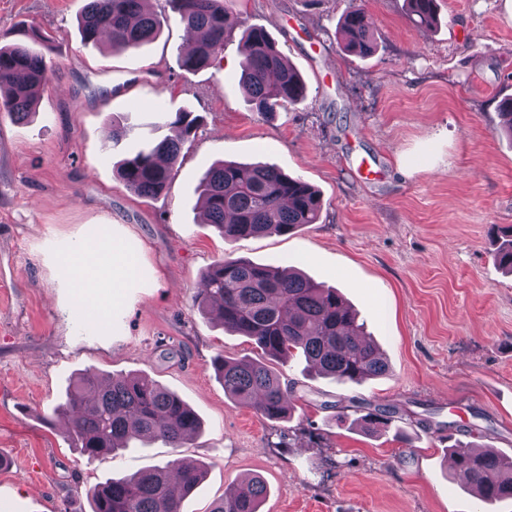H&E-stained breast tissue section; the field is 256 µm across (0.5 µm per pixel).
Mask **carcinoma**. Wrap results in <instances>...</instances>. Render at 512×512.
<instances>
[{
    "instance_id": "cac0c4a2",
    "label": "carcinoma",
    "mask_w": 512,
    "mask_h": 512,
    "mask_svg": "<svg viewBox=\"0 0 512 512\" xmlns=\"http://www.w3.org/2000/svg\"><path fill=\"white\" fill-rule=\"evenodd\" d=\"M417 27L438 23L439 0H406ZM237 0H165L149 10L144 0H87L78 27L86 42L108 35V50L121 53L155 40L167 22L166 10L180 17L187 32L197 33L178 47V63L187 73L214 67L223 59L232 33L231 14ZM340 30L348 50L369 56L377 49L374 30L364 8L351 3ZM239 82L250 110L263 117L306 98L299 72L263 27L244 36ZM45 37L32 32L28 40L0 46V110L16 120L28 118L49 80L46 55L37 49ZM200 116L176 112L166 116L173 130L147 149L121 159L117 174L140 197L154 198L169 186L182 149L198 128ZM200 208L205 223L230 242L269 233L288 234L315 224L323 207L320 193L300 178L266 164L222 161L200 179ZM492 256L512 275V225L493 230ZM195 298L201 311L224 329L249 338L271 361L302 352L310 368L339 383H359L389 373L388 362L366 337L357 314L336 289L325 288L296 270H276L229 255L210 266ZM224 393L251 405L268 420L290 414L288 389L281 374L260 360L215 361ZM71 417L66 432L89 460L113 455L132 442L161 440L179 448L196 435L197 413L178 395L143 374L102 377L85 371L57 407ZM363 428L387 431L395 409L355 406ZM455 470L463 473L480 499L493 503L512 499V456L493 448L475 449L460 441L448 447ZM204 478L194 462L175 458L163 466L129 477L112 478L92 492V512H182L181 503ZM265 484L250 479L248 489L232 487L213 502L210 512H259Z\"/></svg>"
}]
</instances>
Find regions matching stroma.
Listing matches in <instances>:
<instances>
[{"label":"stroma","instance_id":"stroma-1","mask_svg":"<svg viewBox=\"0 0 512 512\" xmlns=\"http://www.w3.org/2000/svg\"><path fill=\"white\" fill-rule=\"evenodd\" d=\"M86 0H0V45L51 37L52 71L35 114L0 112V512H91L87 492L182 457L206 475L183 512H209L233 483L260 476L261 512H512L488 504L448 461L447 431L512 456V276L495 264L491 225H512V0H440V23L414 26L404 0H365L376 52L344 50L349 0H238L219 66L182 71L186 30L169 14L154 41L110 54L83 42ZM262 26L306 84L303 103L264 118L239 86L245 29ZM202 116L169 187L131 192L115 164L168 135L163 116ZM134 131L118 147L113 121ZM266 163L321 195L318 223L224 241L204 224L202 175L218 161ZM135 254L103 324L82 315L59 257L88 226ZM293 266L335 288L383 351L388 375L339 384L302 355L276 368L291 416L270 421L229 399L213 360L257 359L247 337L193 302L224 255ZM148 374L203 428L90 461L55 414L85 370ZM395 409L390 432L339 422L355 402ZM405 439H397L396 430Z\"/></svg>","mask_w":512,"mask_h":512}]
</instances>
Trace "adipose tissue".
<instances>
[{
    "instance_id": "1",
    "label": "adipose tissue",
    "mask_w": 512,
    "mask_h": 512,
    "mask_svg": "<svg viewBox=\"0 0 512 512\" xmlns=\"http://www.w3.org/2000/svg\"><path fill=\"white\" fill-rule=\"evenodd\" d=\"M70 268L77 273V291L92 298L106 319L112 310V290L133 273L135 258L125 248L112 244L94 252L80 247L72 254Z\"/></svg>"
}]
</instances>
